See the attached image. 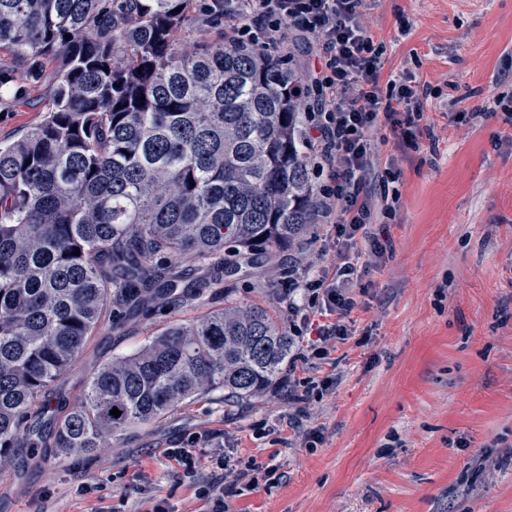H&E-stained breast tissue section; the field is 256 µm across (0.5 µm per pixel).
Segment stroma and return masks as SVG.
Instances as JSON below:
<instances>
[{
  "mask_svg": "<svg viewBox=\"0 0 512 512\" xmlns=\"http://www.w3.org/2000/svg\"><path fill=\"white\" fill-rule=\"evenodd\" d=\"M361 24L385 43L381 78L424 88L432 134L382 148L400 205L386 225L391 251L360 259L349 337L327 358L291 359L250 405L225 406L216 390L92 455L15 449L0 470V512H150L158 500L204 512L167 454L187 447L202 481L221 465L232 482L251 459L275 467L231 512H512V123L471 117L512 98V0H375ZM0 69L16 76L0 90L6 142L44 119L56 63L2 47ZM324 232L309 225L297 244L264 250L200 295L127 314L108 307L57 386L62 406L102 364L225 303L287 319L288 255L300 247L315 266L332 264ZM322 379L309 400H289ZM310 430L323 437L314 448L303 443Z\"/></svg>",
  "mask_w": 512,
  "mask_h": 512,
  "instance_id": "stroma-1",
  "label": "stroma"
}]
</instances>
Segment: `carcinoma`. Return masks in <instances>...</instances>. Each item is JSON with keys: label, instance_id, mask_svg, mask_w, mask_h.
Here are the masks:
<instances>
[{"label": "carcinoma", "instance_id": "cac0c4a2", "mask_svg": "<svg viewBox=\"0 0 512 512\" xmlns=\"http://www.w3.org/2000/svg\"><path fill=\"white\" fill-rule=\"evenodd\" d=\"M222 20L194 0H0V46L58 62L45 119L0 146V462L47 430L64 459L96 453L218 389L247 404L288 365L287 326L227 303L100 367L58 418L106 306L172 298L173 260L229 264L314 220L302 76L222 30L181 40Z\"/></svg>", "mask_w": 512, "mask_h": 512}]
</instances>
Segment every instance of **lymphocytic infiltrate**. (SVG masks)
Listing matches in <instances>:
<instances>
[{
	"instance_id": "lymphocytic-infiltrate-1",
	"label": "lymphocytic infiltrate",
	"mask_w": 512,
	"mask_h": 512,
	"mask_svg": "<svg viewBox=\"0 0 512 512\" xmlns=\"http://www.w3.org/2000/svg\"><path fill=\"white\" fill-rule=\"evenodd\" d=\"M373 0H224V28L242 44L281 45L286 57L296 47L282 44L283 30L307 40L318 67L305 82L316 97L310 114L306 148L318 177L315 221L327 225L339 256L332 267L316 274L300 275L304 259L294 256L290 267L295 278L288 293L302 292V302L288 304V333L305 338L300 360L327 357L348 334L346 320L356 302L362 268L360 242L371 255L387 250L385 231L370 232L378 218H392L400 201L399 191L375 198L371 185L380 178L379 139L382 125L414 126L422 119L418 87L396 81L381 82L383 44L361 27L359 16ZM182 476L195 484V495L206 501L210 512H229L233 487L223 478L197 484L198 461L191 449L174 450Z\"/></svg>"
}]
</instances>
